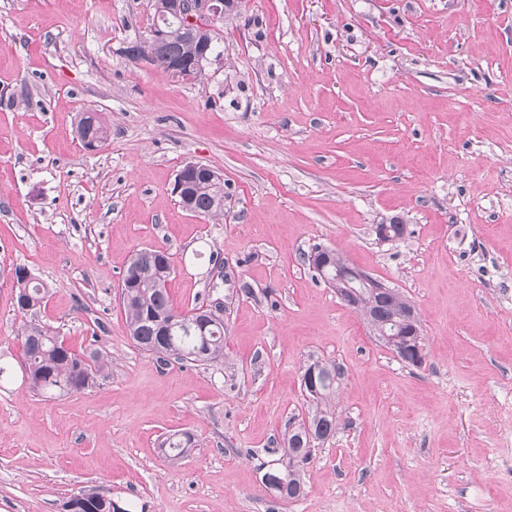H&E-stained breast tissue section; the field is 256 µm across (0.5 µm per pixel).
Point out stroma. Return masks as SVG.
Segmentation results:
<instances>
[{"label":"stroma","instance_id":"35a3bbf8","mask_svg":"<svg viewBox=\"0 0 512 512\" xmlns=\"http://www.w3.org/2000/svg\"><path fill=\"white\" fill-rule=\"evenodd\" d=\"M153 4L0 0V512L89 487L127 512H512V0H241L195 78L128 58ZM188 162L222 174L223 217L179 205ZM316 243L414 305L422 366L315 277ZM154 247L176 310L223 300V362L131 342L121 279ZM18 265L39 321L111 358L93 388L26 380ZM316 361L343 372L336 433L277 500L259 465ZM107 126L101 113L83 112L76 125V135L86 148L92 141L103 143L107 140ZM27 269L25 266H17L16 271H12L14 276L18 269ZM28 270V269H27ZM16 284V307L23 315L34 312L41 308V303L49 293L47 285L43 282L36 281L34 278L28 279L19 273L14 276Z\"/></svg>","mask_w":512,"mask_h":512}]
</instances>
